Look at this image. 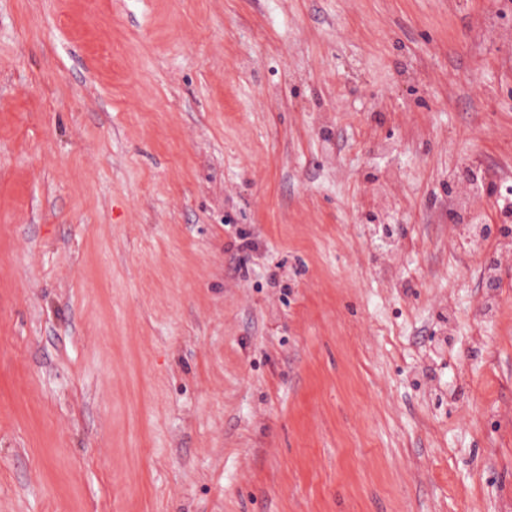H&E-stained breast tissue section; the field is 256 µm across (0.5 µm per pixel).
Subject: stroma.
Here are the masks:
<instances>
[{
    "label": "stroma",
    "instance_id": "obj_1",
    "mask_svg": "<svg viewBox=\"0 0 512 512\" xmlns=\"http://www.w3.org/2000/svg\"><path fill=\"white\" fill-rule=\"evenodd\" d=\"M467 154L512 0H0V512H512Z\"/></svg>",
    "mask_w": 512,
    "mask_h": 512
}]
</instances>
